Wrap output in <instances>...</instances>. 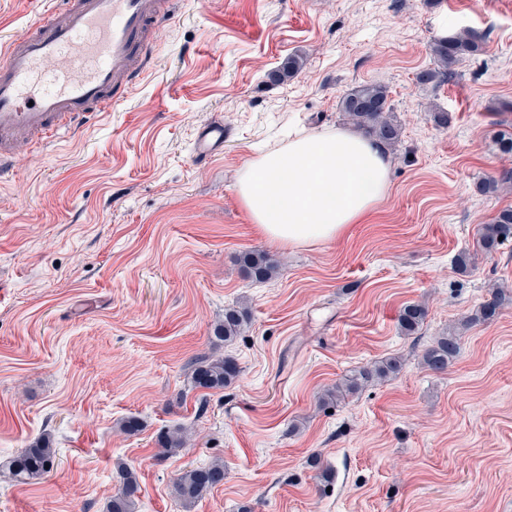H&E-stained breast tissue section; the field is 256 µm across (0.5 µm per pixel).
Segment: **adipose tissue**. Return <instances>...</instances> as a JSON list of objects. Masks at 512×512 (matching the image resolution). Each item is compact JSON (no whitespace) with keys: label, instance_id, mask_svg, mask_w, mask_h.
Masks as SVG:
<instances>
[{"label":"adipose tissue","instance_id":"obj_1","mask_svg":"<svg viewBox=\"0 0 512 512\" xmlns=\"http://www.w3.org/2000/svg\"><path fill=\"white\" fill-rule=\"evenodd\" d=\"M381 145L346 129L290 140L251 159L237 180L256 230L284 247L336 239L389 190Z\"/></svg>","mask_w":512,"mask_h":512}]
</instances>
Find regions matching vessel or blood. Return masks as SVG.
Wrapping results in <instances>:
<instances>
[{
	"label": "vessel or blood",
	"instance_id": "vessel-or-blood-1",
	"mask_svg": "<svg viewBox=\"0 0 512 512\" xmlns=\"http://www.w3.org/2000/svg\"><path fill=\"white\" fill-rule=\"evenodd\" d=\"M160 15L157 0H57L51 18L11 40L0 51V166L18 139L46 144L123 101L150 62L147 35ZM58 60L64 70L53 69ZM223 145V125L211 123L195 157Z\"/></svg>",
	"mask_w": 512,
	"mask_h": 512
}]
</instances>
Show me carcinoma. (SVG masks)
Listing matches in <instances>:
<instances>
[{
  "mask_svg": "<svg viewBox=\"0 0 512 512\" xmlns=\"http://www.w3.org/2000/svg\"><path fill=\"white\" fill-rule=\"evenodd\" d=\"M483 36L471 29H463L448 35L436 37L430 45L434 67L421 73L418 80L429 83L453 74V68L460 61L482 52ZM303 66L299 56L288 57L281 67L272 74L279 80H286L297 74ZM340 110L346 121L366 134L374 136L379 142L393 146L400 141L401 128L393 118L387 88L378 83H365L350 89L341 99ZM504 184H512V170H504L497 176L485 179L479 190L485 194L495 193ZM512 239V206L497 212L492 222L482 228L479 245L485 252H493ZM240 265L247 277L256 281L268 279L279 267L276 258L264 251L252 250L242 254ZM506 294L496 290L477 311L462 324L467 327L474 323L488 322L497 315ZM427 308L421 303L405 306L400 314L399 325L406 335H413L423 325ZM250 321L248 308L228 306L224 308V321L216 328V338L226 343L239 336ZM460 336L449 331L436 337L425 350L422 360L427 370L442 374L448 371V365L459 350ZM401 369L398 357L353 369L343 381L336 385V393H355L374 380H381L396 374ZM240 368L230 356L219 358L202 357L193 365V387L206 390H218L230 385L239 375ZM158 443L162 452L173 454L184 447L186 439L179 431H168L159 436ZM57 452L50 436L37 438L23 449L10 464L12 477L21 484L36 483L49 474L56 463ZM120 484L107 512H135L139 502L141 487L137 471L130 466L119 467ZM224 483V463L217 461L203 467H189L180 474L175 484L177 497L183 504H191L202 498L208 491Z\"/></svg>",
  "mask_w": 512,
  "mask_h": 512,
  "instance_id": "obj_1",
  "label": "carcinoma"
}]
</instances>
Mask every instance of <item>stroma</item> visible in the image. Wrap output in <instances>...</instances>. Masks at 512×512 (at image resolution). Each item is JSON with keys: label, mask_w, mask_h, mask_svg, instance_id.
Instances as JSON below:
<instances>
[{"label": "stroma", "mask_w": 512, "mask_h": 512, "mask_svg": "<svg viewBox=\"0 0 512 512\" xmlns=\"http://www.w3.org/2000/svg\"><path fill=\"white\" fill-rule=\"evenodd\" d=\"M51 7L0 0V49ZM462 29L484 34L483 53L420 83L431 40ZM150 54L119 106L19 145L0 177V512H106L122 463L139 476L137 512H512V242L479 246L512 187L478 190L512 169L495 145L512 132V0H169ZM294 54L301 71L272 81ZM371 82L402 127L387 195L332 241L259 234L239 171L290 136L344 127L340 99ZM214 121L224 149L196 163ZM250 249L277 274L246 278L236 258ZM496 287L510 295L496 319L461 329ZM413 302L428 313L405 336ZM236 303L249 325L215 340ZM456 326L458 355L431 373L424 351ZM227 355L234 382L192 386L196 358ZM393 356L397 375L322 402ZM130 417L138 433L122 431ZM178 428L186 447L161 454L158 434ZM45 433L56 470L14 482L12 458ZM217 460L223 485L183 506L180 472ZM427 316V308L421 303L406 305L399 318L401 331L406 335H413L423 325Z\"/></svg>", "instance_id": "1"}]
</instances>
